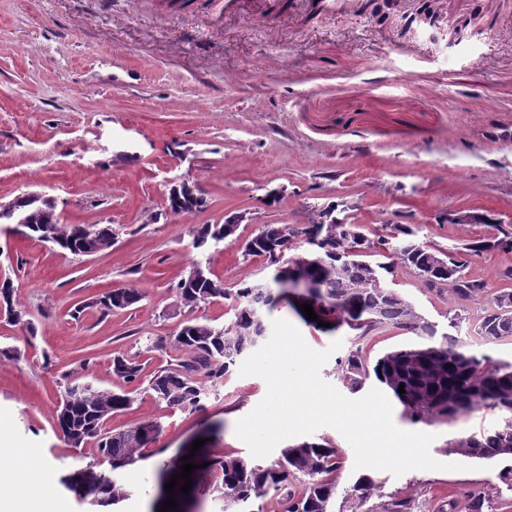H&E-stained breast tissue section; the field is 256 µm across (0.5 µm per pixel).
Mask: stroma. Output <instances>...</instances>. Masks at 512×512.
Wrapping results in <instances>:
<instances>
[{"instance_id":"stroma-1","label":"stroma","mask_w":512,"mask_h":512,"mask_svg":"<svg viewBox=\"0 0 512 512\" xmlns=\"http://www.w3.org/2000/svg\"><path fill=\"white\" fill-rule=\"evenodd\" d=\"M0 0V202L25 192L56 197L67 224H108L110 248L73 255L0 224V278L15 287L20 324L0 313V439L34 448L43 462L47 512H90L60 483L69 470L108 471L95 444L70 447L55 416L65 384L116 388L112 359H136L144 374L179 355L171 336L187 320L233 316L234 299L194 309L175 287L193 263L237 288L271 276L238 242L205 254L200 224L247 219L245 239L267 224H301L328 206L369 239L412 225L425 246L455 252L497 230L512 232V0ZM186 178L207 203L167 209L168 183ZM391 281L439 328L448 312L476 319L505 282L512 252L470 257L466 276L484 281L479 301L437 293L393 252ZM143 300L100 306L115 288ZM301 332L309 347L333 340L287 303L266 314ZM265 381L233 373L208 386L199 411L139 396L110 425L160 426L140 458L118 472L130 491L113 512H149L160 469L184 442L219 423L210 453L250 458L237 421L264 398ZM394 424L433 434L447 462L450 438L495 421L481 409L448 422L413 423L400 403ZM512 459L473 460L462 471L377 470L381 493L409 498L414 512L444 500L469 512L471 492L487 512H512L501 474Z\"/></svg>"}]
</instances>
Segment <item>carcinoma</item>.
I'll use <instances>...</instances> for the list:
<instances>
[{
  "instance_id": "cac0c4a2",
  "label": "carcinoma",
  "mask_w": 512,
  "mask_h": 512,
  "mask_svg": "<svg viewBox=\"0 0 512 512\" xmlns=\"http://www.w3.org/2000/svg\"><path fill=\"white\" fill-rule=\"evenodd\" d=\"M16 205L17 211L0 213V224H13L17 218L27 217L24 236L30 240L51 238L75 255H86L112 240V227L97 224V242L88 243L85 225L58 223L57 212L45 201L22 198ZM390 229L392 237L372 241L357 232V225L338 224L332 218L320 225L324 247L319 255L302 250L288 257V263L303 269L317 284L306 299L318 315L309 324L327 333L343 326L354 331L351 348L337 361L339 379L349 393H359L373 376L414 422H446L480 408L491 409L499 416L496 425L448 440L443 452L450 457L471 459L512 458V363L466 350L451 333L463 320L459 313L448 318V331L438 333L437 326L401 293L379 285V281L392 274V269L372 257L382 249L390 250L405 266L423 276L426 286L443 285L461 301L480 298L486 289L485 282L474 280L470 288L455 287L466 260L457 254L444 257L441 251L421 244L408 224H392ZM291 236L289 224H266L259 234L245 242L243 255L267 256L273 262L282 247L290 243ZM226 240L234 242L237 236L224 237L222 224H203L193 234V248L202 254ZM468 247L482 252L512 251V235L504 232L500 237L476 240ZM176 295L184 307L231 296L236 302L233 317L222 326L196 320L178 327L172 344L185 356L157 370L145 382L138 361L124 355L114 357L112 374L122 383L119 390L72 383L65 388L57 410V426L65 441L73 448L94 442L110 465L108 474L88 464L61 478L67 491L79 501L98 507V512H111L110 507L128 497L127 489L114 478V472L134 464L138 451L160 431L159 424L152 422L108 430L107 421L129 408L143 390L169 407L189 411L201 408L206 393L198 376L203 375L214 384L223 382L262 339L266 323L258 320V314L281 298L274 289L259 288L255 283L231 293L224 283L212 279L202 268L194 282H177ZM142 299L143 293L137 288H116L106 293L102 304L110 310L125 309ZM320 321L330 326L320 327ZM384 326L408 330L423 342L394 349L369 368L363 362L359 341ZM474 331L486 344L512 338V288L496 292L493 305L482 310ZM401 387L402 393L398 392ZM191 461L199 468L192 474L190 493L175 489L178 507L174 512H181V507L193 496L202 473L212 478L210 486L223 499L224 512H249V503L271 490L278 495L280 512H332L341 454L325 441H300L280 449L277 459L268 465L238 456L215 457L203 450L195 452ZM294 479L299 480V485L292 484ZM379 493L378 481L362 474L345 490V498L352 505L351 512H376L367 503Z\"/></svg>"
}]
</instances>
